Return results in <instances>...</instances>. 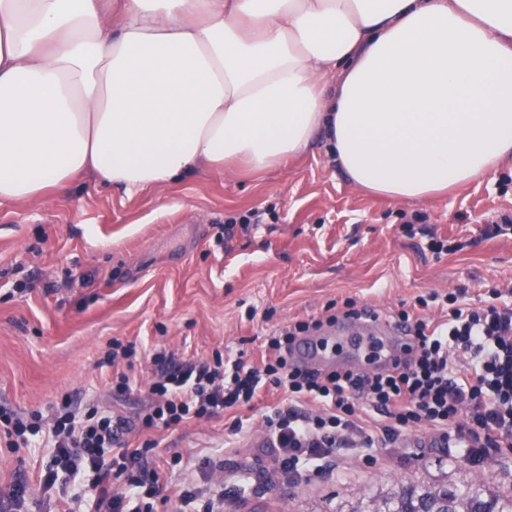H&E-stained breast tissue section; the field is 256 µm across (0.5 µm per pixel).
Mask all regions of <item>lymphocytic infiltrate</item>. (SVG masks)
<instances>
[{"mask_svg": "<svg viewBox=\"0 0 512 512\" xmlns=\"http://www.w3.org/2000/svg\"><path fill=\"white\" fill-rule=\"evenodd\" d=\"M309 322L269 337L259 362L211 359L161 368L149 387L150 400L140 429H168L192 418L213 417L251 403L261 390H284L287 411L264 415L265 429L296 465L302 455L329 456L340 448H388L416 425L453 434L457 457L483 465L512 455V308H450L437 324L416 321L411 331L413 358L376 373L300 370L288 349ZM320 403V412L303 403ZM128 425L97 405L73 407L63 398L44 417L0 408V442L31 447L47 439L53 453L41 476L52 488L67 475L74 489L65 512H154L166 474L152 456L154 441L126 447Z\"/></svg>", "mask_w": 512, "mask_h": 512, "instance_id": "obj_1", "label": "lymphocytic infiltrate"}]
</instances>
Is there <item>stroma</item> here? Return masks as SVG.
Segmentation results:
<instances>
[{"label":"stroma","instance_id":"obj_1","mask_svg":"<svg viewBox=\"0 0 512 512\" xmlns=\"http://www.w3.org/2000/svg\"><path fill=\"white\" fill-rule=\"evenodd\" d=\"M260 211L257 226L240 216ZM512 215V163L426 203L391 202L356 189L316 140L285 167L193 171L135 195L86 174L71 194L0 205V406L50 414L63 395L136 421L148 402L153 354L258 361L273 331L328 308L439 318L431 295L475 307L512 305V235L485 229ZM445 251L427 249L428 236ZM133 344L138 386L121 394L102 359ZM286 393L169 430L136 429L129 447L157 442L172 461L164 494L190 487L224 494V512H358L403 484L512 489V457L460 465L446 434L419 428L392 448H344L281 468L262 416ZM243 430L228 434L233 420ZM49 449L0 447V489L23 482L28 512H62L43 492Z\"/></svg>","mask_w":512,"mask_h":512}]
</instances>
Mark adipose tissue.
Returning <instances> with one entry per match:
<instances>
[{"instance_id":"ef3b65f1","label":"adipose tissue","mask_w":512,"mask_h":512,"mask_svg":"<svg viewBox=\"0 0 512 512\" xmlns=\"http://www.w3.org/2000/svg\"><path fill=\"white\" fill-rule=\"evenodd\" d=\"M319 136L395 201L512 161V0H0V204L261 172Z\"/></svg>"}]
</instances>
